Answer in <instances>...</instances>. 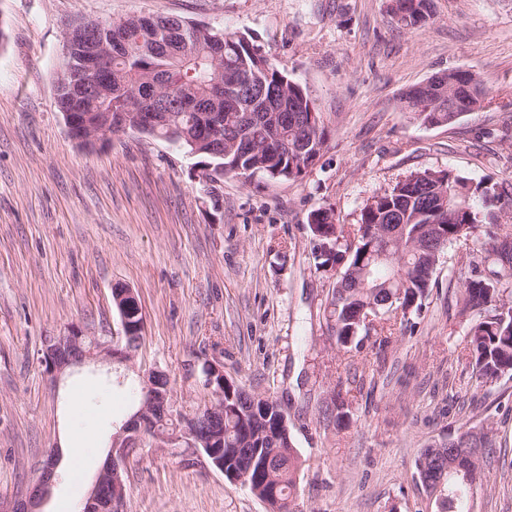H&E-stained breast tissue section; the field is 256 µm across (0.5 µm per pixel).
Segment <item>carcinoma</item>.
Instances as JSON below:
<instances>
[{
  "label": "carcinoma",
  "instance_id": "obj_1",
  "mask_svg": "<svg viewBox=\"0 0 512 512\" xmlns=\"http://www.w3.org/2000/svg\"><path fill=\"white\" fill-rule=\"evenodd\" d=\"M388 2L392 19L400 27L422 26L432 18V0ZM112 36L122 38L125 48L112 46L104 77L106 94L96 102L84 101L82 111L133 112V94L144 89L150 78L160 80L176 89L180 100L171 108L169 121L151 135L195 154L198 164L212 168L216 179H248L255 173L281 181L297 179L327 147L328 131L321 123L312 128L302 163L285 154L266 153L269 140H288L295 122L308 119V112L316 107L305 88L245 37L214 27L209 35H201L196 24L161 15L131 17L112 28ZM247 82L264 92L269 103L244 98L235 104L244 111L270 112L272 117L243 131L222 129L224 149L230 154L212 156L206 140L214 129L201 126L199 113L224 111L226 101L216 99V91ZM413 100L426 102L422 109L412 110L424 123L442 119L450 125L459 116L448 111V98L432 93L430 85L405 94L404 101ZM499 198L491 188L450 170L423 171L374 195L361 210L358 223L347 231L332 211L311 213L316 230L336 234L333 239L323 238L336 242V253L318 244L313 249L318 266L341 265L327 307L328 329L336 347L348 351L370 338L373 324L357 321L362 311L375 321L389 313L421 312L446 246L468 240L482 223L475 201L491 205ZM499 230L498 224L486 230L481 261L491 263L489 276L467 282L456 301L458 315L468 321L469 367L478 389L512 379V235L502 238ZM370 244L373 251L385 253L384 260L367 257ZM251 396L239 384L224 387V460L243 470L253 458H262L263 449L278 448L271 471L253 468L248 488L270 508L293 512L300 467L297 450L291 438L274 445L261 439L264 415L244 411V401ZM324 415L337 423L348 416L341 394L325 398ZM493 444L494 429L484 421L421 449L417 480L434 499L437 512H471L470 503L487 487L480 456Z\"/></svg>",
  "mask_w": 512,
  "mask_h": 512
}]
</instances>
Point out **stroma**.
I'll list each match as a JSON object with an SVG mask.
<instances>
[{
  "instance_id": "1",
  "label": "stroma",
  "mask_w": 512,
  "mask_h": 512,
  "mask_svg": "<svg viewBox=\"0 0 512 512\" xmlns=\"http://www.w3.org/2000/svg\"><path fill=\"white\" fill-rule=\"evenodd\" d=\"M175 16L244 35L316 103L330 132L295 180L204 179L196 157L136 131L96 146L69 133L54 79L76 18ZM0 501L23 498L45 451L57 477L42 512H71L129 412L108 364L51 382L46 337L77 327L108 340L112 288L138 295L137 365L163 371L177 409L205 393L189 363L219 357L247 389L276 399L303 465L296 512H432L416 480L421 448L471 417L495 444L475 512H512V380L472 390L460 262L484 229L445 251L421 313L384 323L388 341L343 352L325 308L334 270L316 267V209L354 224L366 203L411 173L450 170L484 186L512 183V0H434L420 28L393 23L386 0H0ZM466 69L481 108L428 125L403 96L436 73ZM341 392L349 416L323 421ZM128 512H270L199 454L145 441L129 463Z\"/></svg>"
}]
</instances>
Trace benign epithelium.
<instances>
[{
  "label": "benign epithelium",
  "mask_w": 512,
  "mask_h": 512,
  "mask_svg": "<svg viewBox=\"0 0 512 512\" xmlns=\"http://www.w3.org/2000/svg\"><path fill=\"white\" fill-rule=\"evenodd\" d=\"M87 31L81 43L82 68L79 85L86 94H94L99 90L100 76L107 68V61L112 52L105 45L97 42L95 31L112 28V22L83 21ZM161 106L158 96L152 93L141 99L143 111L134 114L135 120L146 125L159 122ZM71 136L80 143L95 146L103 137L112 133V129L124 128L129 117L123 112L112 116L105 115L95 126L85 123V116L74 111L63 112ZM113 304L120 316L121 335L103 341L96 336H89L79 328L73 327L67 333L50 336L45 340L41 350V363L45 366L52 382H57L66 370L86 363L104 360L112 365H127L132 359V350L122 346V338L132 335L135 330L144 327V317L136 297L131 289L115 286L112 289ZM160 371L152 370L140 376L146 399L140 408L132 414L118 431L112 435L109 455L106 463L99 471L87 497L81 502L80 512H126V504L118 497L106 496L102 493L105 486L122 482L127 475V463L134 450L141 447L145 429L157 418L173 416L175 405L174 394L169 385L158 382ZM193 416H179V423L170 431L156 432L154 441L166 448H186L194 453L199 452L195 430L191 426ZM203 448L209 462L220 471L228 472L231 480L247 482L248 474L224 466V433L214 428ZM57 458L55 450L47 451L40 468L36 485L24 499L11 504L0 503V512H41L40 507L48 487L56 476Z\"/></svg>",
  "instance_id": "7a95c632"
}]
</instances>
